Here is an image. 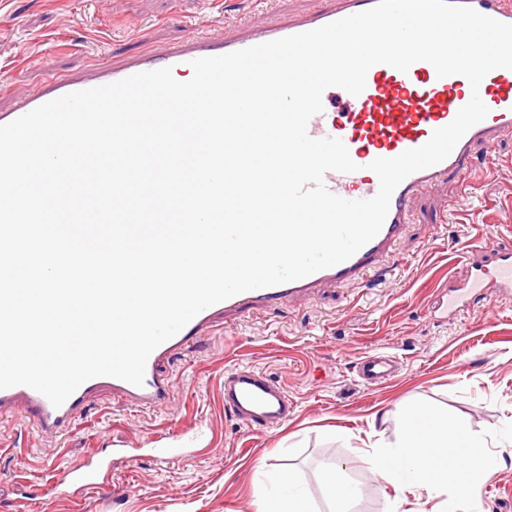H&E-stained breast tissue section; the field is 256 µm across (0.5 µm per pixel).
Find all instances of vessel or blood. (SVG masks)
Here are the masks:
<instances>
[{
	"label": "vessel or blood",
	"mask_w": 512,
	"mask_h": 512,
	"mask_svg": "<svg viewBox=\"0 0 512 512\" xmlns=\"http://www.w3.org/2000/svg\"><path fill=\"white\" fill-rule=\"evenodd\" d=\"M461 2L486 16L512 24V0ZM375 3L376 0H331L328 7L283 26L252 30L238 40L191 38L169 47L158 57L146 55L120 65L96 67L89 76L55 79L45 84L37 97L0 113V125L71 92L103 86L167 66L172 67L174 74L186 73L191 69L192 60L223 55L310 31L367 10ZM475 92L489 109L487 117L467 131L444 161L414 172L403 180L392 195L388 215L379 233L348 260L295 281L237 294L205 308L151 353L142 385L136 386L111 376L94 377L81 384L58 407L36 390L18 385L0 389V410L23 406L36 417L41 431L56 433L72 425L86 401L101 391L122 396L138 405L160 403L170 391V380L160 373V365L190 341L202 336L222 317L284 304L313 289L341 285L368 272H379L381 261L403 235L419 195L451 175L473 168L480 151L492 149L503 133L512 131V69L491 71L479 88L474 89L460 75L437 77L433 66L425 61L414 63L405 72L377 64L369 69L362 93L348 96L345 111H326L310 119L307 133L311 138L340 139L351 159L359 166L358 171L352 173H326V188L347 200L369 199L379 189V179L370 170V163L379 157L393 158L423 146L436 129L448 125L455 118ZM491 289L495 290L499 300L512 299L511 253L498 250L492 262L476 264L468 281L440 291L432 303V310L445 316L463 312L476 300L486 298ZM356 369L367 386L382 384L395 373L391 360L376 352L364 355ZM291 405L286 388L264 372L238 365L224 373V411L254 433L262 434L282 424ZM108 464L104 457L79 463L66 470L62 481L88 490L99 488V473Z\"/></svg>",
	"instance_id": "b4317fda"
}]
</instances>
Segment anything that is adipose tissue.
<instances>
[{"mask_svg":"<svg viewBox=\"0 0 512 512\" xmlns=\"http://www.w3.org/2000/svg\"><path fill=\"white\" fill-rule=\"evenodd\" d=\"M430 420V425L423 429L407 426L396 451L377 453L371 465L390 480L404 472L421 485H452L456 499H467L474 484L487 476L496 461L485 453L482 440L469 436L464 421H450L437 414L431 415ZM462 441L467 443L469 454L458 464L461 478L452 482L448 479V461L453 449Z\"/></svg>","mask_w":512,"mask_h":512,"instance_id":"adipose-tissue-1","label":"adipose tissue"}]
</instances>
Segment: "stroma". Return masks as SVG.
Masks as SVG:
<instances>
[{"instance_id": "35a3bbf8", "label": "stroma", "mask_w": 512, "mask_h": 512, "mask_svg": "<svg viewBox=\"0 0 512 512\" xmlns=\"http://www.w3.org/2000/svg\"><path fill=\"white\" fill-rule=\"evenodd\" d=\"M322 0H0V111L55 77L86 75L189 38H235L255 22L285 24ZM512 250V135L471 175L418 198L381 282L317 289L286 305L250 310L209 329L161 370L166 403L142 408L103 392L62 434L27 412L0 414V512H258L256 490L292 473L311 512H329L323 476L344 469L361 489L350 512H436L442 499L373 472L370 457L396 445L416 413L465 417L497 464L454 512H512V301L484 300L458 317L430 313L437 289L463 284L486 235ZM396 356L399 371L365 387L366 352ZM238 363L282 383L294 412L255 434L224 414V372ZM186 441L190 455L154 461L152 438ZM142 447L95 490L48 498L66 467L113 444Z\"/></svg>"}]
</instances>
